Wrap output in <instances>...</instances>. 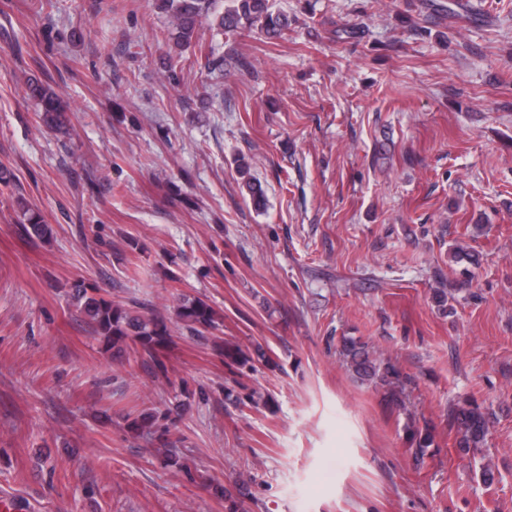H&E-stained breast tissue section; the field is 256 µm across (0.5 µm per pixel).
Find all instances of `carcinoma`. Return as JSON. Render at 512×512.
<instances>
[{
	"label": "carcinoma",
	"mask_w": 512,
	"mask_h": 512,
	"mask_svg": "<svg viewBox=\"0 0 512 512\" xmlns=\"http://www.w3.org/2000/svg\"><path fill=\"white\" fill-rule=\"evenodd\" d=\"M161 8L170 15L171 30L168 40L178 49L190 46L198 37L199 27L205 21L234 33L241 28L258 26L273 38H278L290 26L288 16L271 11L270 0H237L215 14L211 11L214 0H159ZM28 90L36 100L42 121L48 127L65 124L66 105L50 87L31 82ZM17 206L27 215L26 222L16 226L19 236L26 240H45L51 229L40 215L32 211L25 199L16 198ZM70 303L83 321L98 336L105 352L112 358L124 357L130 352L138 354L155 378H165L168 366L164 351L171 342L170 329L165 317L154 312H144L136 302L123 305L101 293L94 284L76 283L68 292ZM176 315L182 328L191 336L207 339L205 332L216 330L222 319L214 307L199 297L184 296L179 299ZM228 369H241L250 362V356L238 345L219 347ZM343 364L356 381L369 384L383 391L389 403L405 409L404 398L411 378L401 374L389 361L377 356L369 343L344 337L338 350ZM490 417L479 405L467 400L448 407V426L457 429V448L464 453L478 452L486 443ZM174 425L171 412L147 409L129 422L136 432L152 436V451L165 466L180 469L183 464L172 451L169 440L170 426ZM409 451L416 465L424 464L428 449L434 444L435 434L429 425H418L415 415L407 414L405 427Z\"/></svg>",
	"instance_id": "1"
}]
</instances>
